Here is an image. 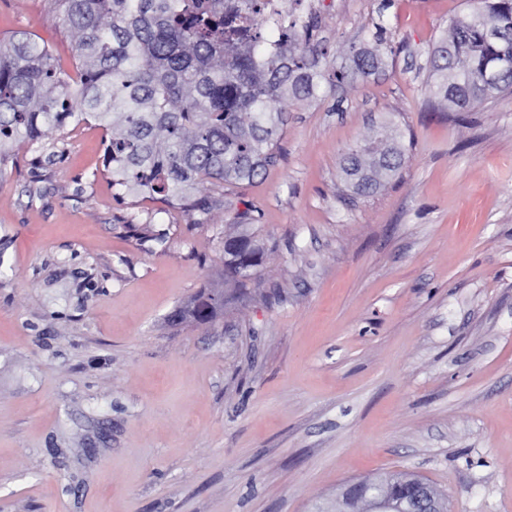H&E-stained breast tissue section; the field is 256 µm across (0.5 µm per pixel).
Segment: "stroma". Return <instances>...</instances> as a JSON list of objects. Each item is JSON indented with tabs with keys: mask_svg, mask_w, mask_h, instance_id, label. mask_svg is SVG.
I'll use <instances>...</instances> for the list:
<instances>
[{
	"mask_svg": "<svg viewBox=\"0 0 512 512\" xmlns=\"http://www.w3.org/2000/svg\"><path fill=\"white\" fill-rule=\"evenodd\" d=\"M472 0H301L329 59L386 29L378 75L288 101L275 160L202 211L117 198L111 133L71 125L0 164V512H317L407 471L449 512H512V94L435 105L430 59ZM74 70L55 0H0V38ZM399 173L342 172L372 134ZM253 225L257 282L213 324ZM343 172L355 190L374 191L383 179L395 175L402 167L404 154L394 145L372 141L343 157Z\"/></svg>",
	"mask_w": 512,
	"mask_h": 512,
	"instance_id": "obj_1",
	"label": "stroma"
}]
</instances>
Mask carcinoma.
<instances>
[{
    "instance_id": "obj_1",
    "label": "carcinoma",
    "mask_w": 512,
    "mask_h": 512,
    "mask_svg": "<svg viewBox=\"0 0 512 512\" xmlns=\"http://www.w3.org/2000/svg\"><path fill=\"white\" fill-rule=\"evenodd\" d=\"M77 36L75 76L25 32L0 39V163L11 144L91 120L112 130L106 147L117 195H159L186 211L215 182L250 181L274 158L285 113L270 104L318 97L326 53L313 27L293 20L263 36L271 0H54ZM375 46L351 44L335 87L381 68ZM433 93L458 112L512 91V0H483L448 24L432 60ZM78 86L79 106L71 84ZM393 144L372 141L343 157L356 191L402 167ZM259 240L232 245L224 275L243 291L257 279Z\"/></svg>"
}]
</instances>
